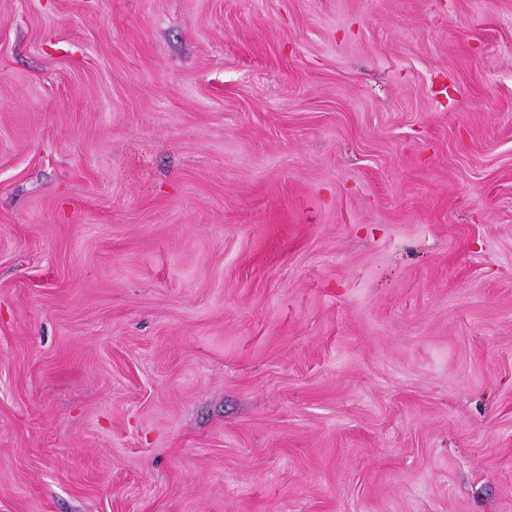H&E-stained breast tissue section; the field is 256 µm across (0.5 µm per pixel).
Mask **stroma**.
Masks as SVG:
<instances>
[{"instance_id":"1","label":"stroma","mask_w":512,"mask_h":512,"mask_svg":"<svg viewBox=\"0 0 512 512\" xmlns=\"http://www.w3.org/2000/svg\"><path fill=\"white\" fill-rule=\"evenodd\" d=\"M0 512H512V0H0Z\"/></svg>"}]
</instances>
